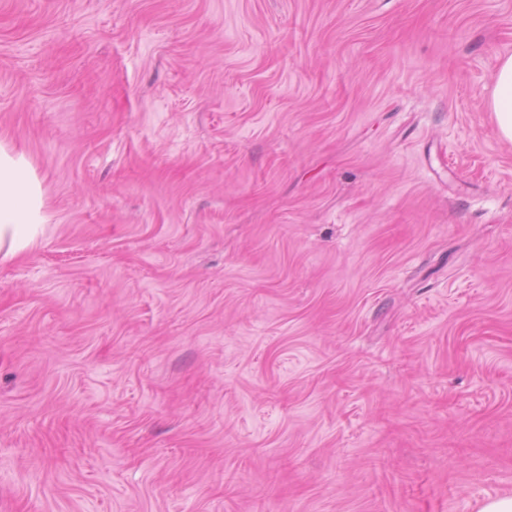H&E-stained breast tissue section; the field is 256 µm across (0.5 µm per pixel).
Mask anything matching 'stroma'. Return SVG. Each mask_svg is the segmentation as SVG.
Instances as JSON below:
<instances>
[{
	"label": "stroma",
	"mask_w": 512,
	"mask_h": 512,
	"mask_svg": "<svg viewBox=\"0 0 512 512\" xmlns=\"http://www.w3.org/2000/svg\"><path fill=\"white\" fill-rule=\"evenodd\" d=\"M512 0H0V512L512 495ZM490 108L500 136L512 142V56L502 59L495 71ZM47 218L39 182L22 155L0 147V251L4 260L31 246Z\"/></svg>",
	"instance_id": "obj_1"
}]
</instances>
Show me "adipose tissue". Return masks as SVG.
I'll list each match as a JSON object with an SVG mask.
<instances>
[{
    "mask_svg": "<svg viewBox=\"0 0 512 512\" xmlns=\"http://www.w3.org/2000/svg\"><path fill=\"white\" fill-rule=\"evenodd\" d=\"M490 108L500 136L512 142V56L495 71ZM46 221L42 189L27 161L0 147V257L31 246Z\"/></svg>",
    "mask_w": 512,
    "mask_h": 512,
    "instance_id": "obj_1",
    "label": "adipose tissue"
}]
</instances>
